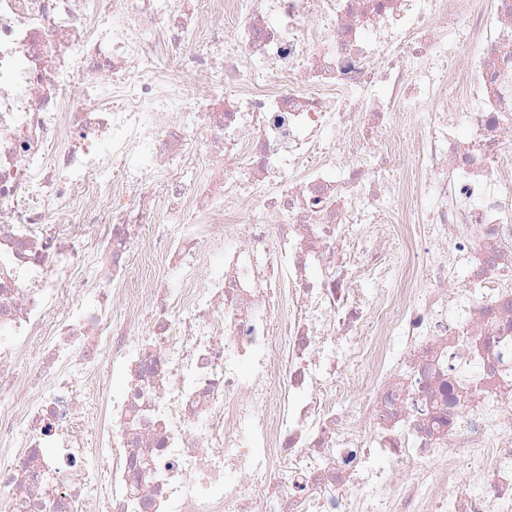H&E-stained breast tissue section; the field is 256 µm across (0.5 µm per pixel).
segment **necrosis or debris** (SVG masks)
I'll return each mask as SVG.
<instances>
[{
	"label": "necrosis or debris",
	"instance_id": "1",
	"mask_svg": "<svg viewBox=\"0 0 512 512\" xmlns=\"http://www.w3.org/2000/svg\"><path fill=\"white\" fill-rule=\"evenodd\" d=\"M0 512H512V0H0Z\"/></svg>",
	"mask_w": 512,
	"mask_h": 512
}]
</instances>
